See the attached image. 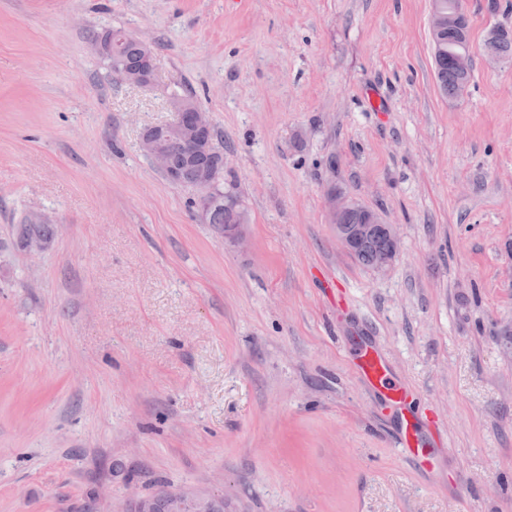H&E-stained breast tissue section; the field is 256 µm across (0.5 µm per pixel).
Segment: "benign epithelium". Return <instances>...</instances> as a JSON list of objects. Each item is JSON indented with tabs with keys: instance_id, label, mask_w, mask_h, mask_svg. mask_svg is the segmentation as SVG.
Returning <instances> with one entry per match:
<instances>
[{
	"instance_id": "7a95c632",
	"label": "benign epithelium",
	"mask_w": 512,
	"mask_h": 512,
	"mask_svg": "<svg viewBox=\"0 0 512 512\" xmlns=\"http://www.w3.org/2000/svg\"><path fill=\"white\" fill-rule=\"evenodd\" d=\"M464 15L460 2L446 9L439 5L432 6L430 33L436 35L461 27ZM132 38L143 50V64L138 69L121 72L120 79L129 84L147 87L154 76L152 43L139 35L134 34ZM454 64L462 76L470 74L472 51L469 45H462L455 53ZM170 107L173 111L185 115V119L169 125L147 128L141 138V148L155 167L166 175L172 184L178 185L179 168L167 150L166 139L175 135L187 145L189 154L201 162L195 188L199 190L196 207L202 212L209 203L210 190L224 183V154L214 148L210 137L212 122L207 113L193 111L191 103L182 97L171 98ZM352 208L364 213V223L350 226L340 223L341 214ZM328 223L336 229L337 242L348 253L354 251V247L361 242L370 226H382L390 241V250L376 258L374 269L378 271L390 267L400 251L401 242L395 225L386 223L373 209L353 203L342 193L334 190L328 193ZM133 512H223V504L214 498L188 496L177 490L162 488L150 497L139 499Z\"/></svg>"
}]
</instances>
